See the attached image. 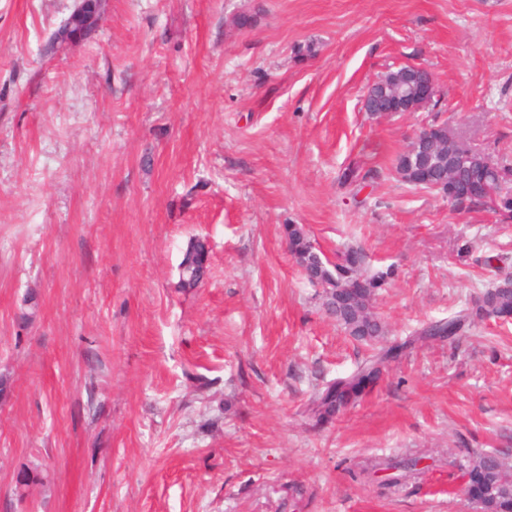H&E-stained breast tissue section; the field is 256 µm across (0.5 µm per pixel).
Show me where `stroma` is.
Listing matches in <instances>:
<instances>
[{
    "label": "stroma",
    "mask_w": 512,
    "mask_h": 512,
    "mask_svg": "<svg viewBox=\"0 0 512 512\" xmlns=\"http://www.w3.org/2000/svg\"><path fill=\"white\" fill-rule=\"evenodd\" d=\"M75 3L0 0V512H478L473 453L512 448V321L419 333L512 272V223L393 160L445 122L512 168V0H101L47 51ZM408 63L440 104L363 112ZM287 224L396 271L374 310L404 350L324 426L309 398L370 350ZM406 457L397 484L374 467ZM80 10H73L67 19L54 31L48 43V50L63 48L64 45L74 42L90 31L95 22H90L94 11L93 0H84ZM284 236L292 253L304 254L314 249L309 235L301 224L285 225ZM208 243L199 238L188 241L179 265L181 288H196L202 281L209 262Z\"/></svg>",
    "instance_id": "35a3bbf8"
}]
</instances>
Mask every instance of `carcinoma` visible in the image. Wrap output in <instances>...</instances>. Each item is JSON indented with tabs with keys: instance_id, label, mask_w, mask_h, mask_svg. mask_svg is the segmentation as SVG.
Listing matches in <instances>:
<instances>
[{
	"instance_id": "cac0c4a2",
	"label": "carcinoma",
	"mask_w": 512,
	"mask_h": 512,
	"mask_svg": "<svg viewBox=\"0 0 512 512\" xmlns=\"http://www.w3.org/2000/svg\"><path fill=\"white\" fill-rule=\"evenodd\" d=\"M93 0H85L84 6L72 11L67 19L54 31L48 43L53 51L74 42L90 31ZM371 171H362L357 165L346 167L340 176L345 186H358L370 177ZM288 248L296 254L313 250L309 235L300 224L284 226ZM209 262L208 243L199 238L188 241L179 265V284L182 288L197 287L207 270ZM309 280L321 289L323 309L346 333L356 340L377 348L386 336L385 324L373 312L379 288L386 284L393 271L371 268L368 255L361 248L346 249L336 262H317L309 268ZM512 317V278L495 288L486 290L472 307L437 321L422 331L433 338H450L456 335L465 323L488 319L502 322ZM395 347L378 348V351L361 362L350 374L336 379L317 392L309 403L310 415L320 422H329L341 411L355 404L366 389L377 382L388 359L394 357ZM418 459L404 458L388 461L384 468L398 471L393 477L397 483L416 470ZM467 491L478 503L479 512H512V462L499 453H478L467 470Z\"/></svg>"
}]
</instances>
